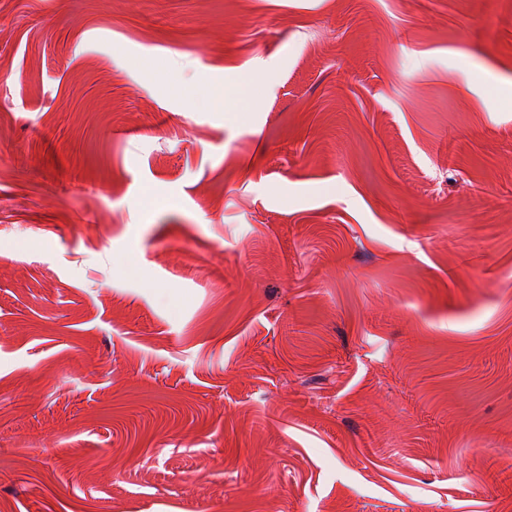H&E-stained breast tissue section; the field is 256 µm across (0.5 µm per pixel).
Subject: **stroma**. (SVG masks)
<instances>
[{"mask_svg": "<svg viewBox=\"0 0 512 512\" xmlns=\"http://www.w3.org/2000/svg\"><path fill=\"white\" fill-rule=\"evenodd\" d=\"M511 85L512 0H0V512H512Z\"/></svg>", "mask_w": 512, "mask_h": 512, "instance_id": "1", "label": "stroma"}]
</instances>
